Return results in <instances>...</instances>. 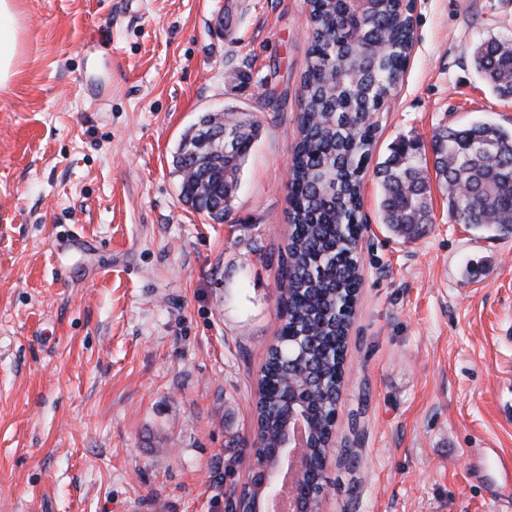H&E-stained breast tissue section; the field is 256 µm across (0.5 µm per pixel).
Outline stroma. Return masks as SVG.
Returning <instances> with one entry per match:
<instances>
[{
	"label": "stroma",
	"mask_w": 512,
	"mask_h": 512,
	"mask_svg": "<svg viewBox=\"0 0 512 512\" xmlns=\"http://www.w3.org/2000/svg\"><path fill=\"white\" fill-rule=\"evenodd\" d=\"M0 92V512H225L254 465L307 0H19ZM406 69L364 175L362 281L321 512H512L477 451L512 458V235L458 224L431 182L407 242L375 165L440 128H512L473 53L512 0H413ZM260 124L232 209L185 205L183 132ZM359 457L350 468L344 449ZM236 465H228V458Z\"/></svg>",
	"instance_id": "stroma-1"
}]
</instances>
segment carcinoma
I'll return each mask as SVG.
<instances>
[{
    "mask_svg": "<svg viewBox=\"0 0 512 512\" xmlns=\"http://www.w3.org/2000/svg\"><path fill=\"white\" fill-rule=\"evenodd\" d=\"M313 24L303 77L299 136L288 184L290 231L281 269V327L259 381L255 463L271 457L288 420L289 380L304 385L318 447L312 478L324 479L322 450L333 428L343 385L347 334L360 281L362 173L376 112L403 73L412 45L410 16L401 0H371L361 28L339 19L342 0H309ZM477 71L499 96L512 97V44L490 39L474 53ZM223 124L202 116L180 141L175 160L180 194L193 209L218 216L232 201L258 126L240 119L233 151L220 155L196 144L201 132ZM483 142L493 149L478 151ZM436 180L448 192L458 224L512 234V130L488 123L448 127L434 136ZM382 223L411 240L431 223L428 164L400 142L376 167Z\"/></svg>",
    "mask_w": 512,
    "mask_h": 512,
    "instance_id": "1",
    "label": "carcinoma"
}]
</instances>
